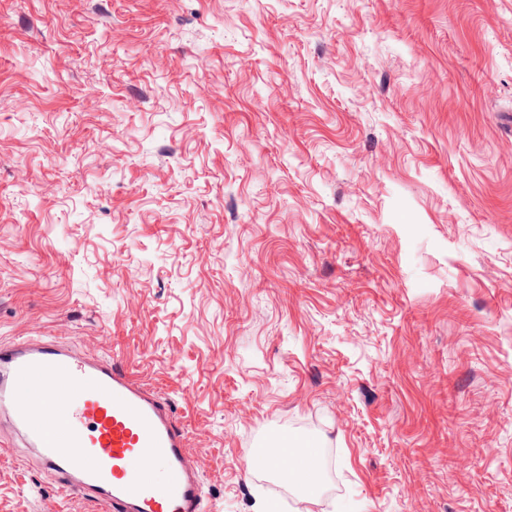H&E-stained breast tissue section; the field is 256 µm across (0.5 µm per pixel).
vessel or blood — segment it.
Masks as SVG:
<instances>
[{"label": "vessel or blood", "instance_id": "1", "mask_svg": "<svg viewBox=\"0 0 512 512\" xmlns=\"http://www.w3.org/2000/svg\"><path fill=\"white\" fill-rule=\"evenodd\" d=\"M1 432L100 512H202L183 426L117 357L84 356L56 336L0 345Z\"/></svg>", "mask_w": 512, "mask_h": 512}]
</instances>
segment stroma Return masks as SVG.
Returning a JSON list of instances; mask_svg holds the SVG:
<instances>
[{"instance_id": "1", "label": "stroma", "mask_w": 512, "mask_h": 512, "mask_svg": "<svg viewBox=\"0 0 512 512\" xmlns=\"http://www.w3.org/2000/svg\"><path fill=\"white\" fill-rule=\"evenodd\" d=\"M35 332L165 393L205 512H512V0H0ZM0 512L96 510L17 448ZM282 456V453L274 451L269 455L254 460V466H260L263 469H268L276 474L281 475V481L290 488H293L300 502L310 501L315 493L313 482L319 465V458L316 449L314 448V451L309 460L302 458V466L300 471H302L305 475V480L302 482H292L288 480V471H283L280 469V461L283 458Z\"/></svg>"}]
</instances>
